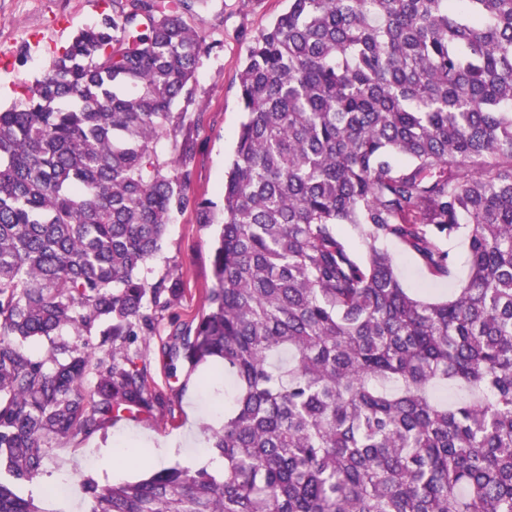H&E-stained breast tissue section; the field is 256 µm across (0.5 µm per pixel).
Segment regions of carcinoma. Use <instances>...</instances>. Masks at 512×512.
<instances>
[{"label":"carcinoma","instance_id":"obj_1","mask_svg":"<svg viewBox=\"0 0 512 512\" xmlns=\"http://www.w3.org/2000/svg\"><path fill=\"white\" fill-rule=\"evenodd\" d=\"M206 0H125L0 109V512L54 438L170 404L130 349L182 293L147 263L189 194ZM207 311L165 346L234 380L224 470L100 488L90 512H512V0H288L238 73ZM362 228L359 258L338 226ZM403 287L378 243L435 277ZM47 340L42 356L25 342ZM443 249L450 251L453 267L449 278L433 277L423 262L408 252L398 241L385 240L379 244L392 258L399 270L405 288L417 290L424 285L430 288L431 297H447L448 288L462 284L468 277L467 243L463 237H455L440 242Z\"/></svg>","mask_w":512,"mask_h":512}]
</instances>
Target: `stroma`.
<instances>
[{
    "label": "stroma",
    "mask_w": 512,
    "mask_h": 512,
    "mask_svg": "<svg viewBox=\"0 0 512 512\" xmlns=\"http://www.w3.org/2000/svg\"><path fill=\"white\" fill-rule=\"evenodd\" d=\"M288 7L287 0H209L203 11L205 50L195 73L194 102L180 128L196 142L188 167L189 193L210 202L221 213L224 181L234 154L236 135L245 119L238 97L237 74L253 37L267 28ZM112 0H0V106L20 105L25 89L40 79L53 60L81 29L111 12ZM218 227L204 223L195 207L173 214L160 251L148 263V276L158 280L180 276L179 300L160 312V332L138 337L136 346L148 364L151 385L168 393L172 410L155 411L152 417L125 416L107 424L89 438L53 441L43 470L32 483L22 485L23 495L33 496L43 512H89V501L78 490L85 480L105 487L136 481L160 471L162 466L190 467L194 458L208 453L210 430L224 424V394L231 384L203 386L208 365L190 378L170 383L161 348L172 324L193 325L207 308L205 290L213 283V259ZM450 251L449 277H433L423 262L398 241H383L406 288L428 287L431 296H447L449 288L468 277L467 243L455 237L442 241ZM184 437L165 464L147 460L125 461L121 451L139 446L143 434ZM66 483L60 496L49 488Z\"/></svg>",
    "instance_id": "stroma-1"
}]
</instances>
